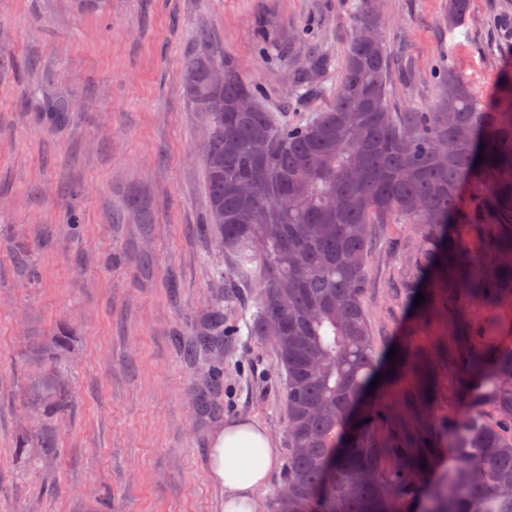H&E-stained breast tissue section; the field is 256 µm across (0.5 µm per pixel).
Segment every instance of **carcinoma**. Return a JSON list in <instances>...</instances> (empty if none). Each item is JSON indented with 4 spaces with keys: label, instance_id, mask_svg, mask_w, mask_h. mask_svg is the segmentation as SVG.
Returning a JSON list of instances; mask_svg holds the SVG:
<instances>
[{
    "label": "carcinoma",
    "instance_id": "carcinoma-1",
    "mask_svg": "<svg viewBox=\"0 0 512 512\" xmlns=\"http://www.w3.org/2000/svg\"><path fill=\"white\" fill-rule=\"evenodd\" d=\"M375 42L351 40L331 105L305 124L275 122L259 87L221 56L200 50L181 76L184 96L205 117L203 155L208 223L233 253V273L258 267V310L250 325L272 337L286 374L288 466L273 512H410L409 499L437 449L410 420L433 393L416 390L393 407L368 398L377 351L362 301L378 225L418 227V273L429 278L420 313L444 310L456 335L438 354L457 377L471 411L448 419V468L428 491L424 512H512V346L500 343L492 314L512 295V74L483 102L448 65L438 100L393 110L394 64L381 16L360 0L357 27ZM294 68L298 91L328 69L311 53ZM224 68V84L209 74ZM41 111L60 123L69 105L44 97ZM243 179L256 192L236 191ZM473 187L460 207L463 187ZM477 234V243L468 237ZM490 314L475 322L472 302ZM66 331L41 338L22 359V406L39 418L18 447L51 448L50 426L71 406ZM224 347V305L214 302L187 345L195 357ZM492 409L499 424L481 414Z\"/></svg>",
    "mask_w": 512,
    "mask_h": 512
}]
</instances>
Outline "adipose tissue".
Instances as JSON below:
<instances>
[{
	"label": "adipose tissue",
	"instance_id": "adipose-tissue-1",
	"mask_svg": "<svg viewBox=\"0 0 512 512\" xmlns=\"http://www.w3.org/2000/svg\"><path fill=\"white\" fill-rule=\"evenodd\" d=\"M277 463L273 440L254 419L225 422L212 438L208 472L224 492L223 512H260L259 492Z\"/></svg>",
	"mask_w": 512,
	"mask_h": 512
}]
</instances>
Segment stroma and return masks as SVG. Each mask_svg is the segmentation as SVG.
<instances>
[{
	"mask_svg": "<svg viewBox=\"0 0 512 512\" xmlns=\"http://www.w3.org/2000/svg\"><path fill=\"white\" fill-rule=\"evenodd\" d=\"M360 0H0V512H221L208 478L210 435L250 417L288 459L285 375L272 343L249 329L255 283L240 282L207 224L201 144L205 121L180 74L200 49L259 84V102L299 123L331 99H298L278 45L306 30V46L341 59ZM448 0H382L388 49L415 75L395 77L393 103L434 101L448 65L489 100L512 71V0H469L449 28ZM68 102L51 124L44 96ZM77 210L79 224L67 220ZM421 245L410 224H384L362 299L380 354L409 364L453 338L445 312L419 315L424 285L410 267ZM224 301L220 415L200 413L210 357L188 359L189 340ZM71 335L73 404L52 429L57 448H19L20 359L30 338ZM424 415L437 447L448 418L470 406L447 371Z\"/></svg>",
	"mask_w": 512,
	"mask_h": 512,
	"instance_id": "1",
	"label": "stroma"
}]
</instances>
